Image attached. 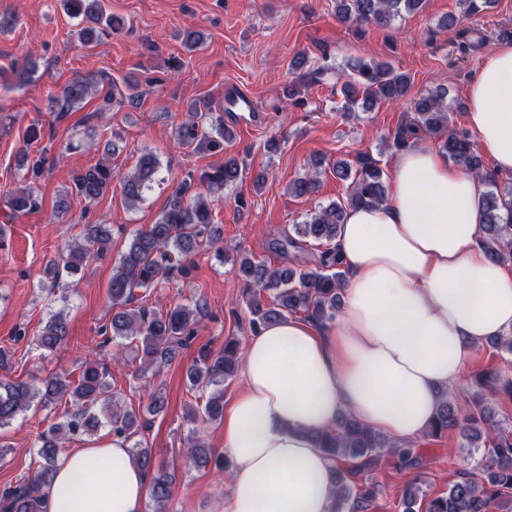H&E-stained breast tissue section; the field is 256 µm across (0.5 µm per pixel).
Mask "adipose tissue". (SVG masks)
<instances>
[{"instance_id":"ef3b65f1","label":"adipose tissue","mask_w":512,"mask_h":512,"mask_svg":"<svg viewBox=\"0 0 512 512\" xmlns=\"http://www.w3.org/2000/svg\"><path fill=\"white\" fill-rule=\"evenodd\" d=\"M467 126L498 172L512 173V44L468 93ZM483 183L443 153L399 154L385 201L349 210L337 243L347 265L335 321L301 316L248 340L224 410L229 512H331L332 464L311 441L342 412L399 442L422 437L438 389H457L472 351L512 332V270L479 245ZM101 489L88 503L86 475ZM148 478L121 439L63 455L45 512H145Z\"/></svg>"}]
</instances>
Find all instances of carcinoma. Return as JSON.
Instances as JSON below:
<instances>
[{
  "mask_svg": "<svg viewBox=\"0 0 512 512\" xmlns=\"http://www.w3.org/2000/svg\"><path fill=\"white\" fill-rule=\"evenodd\" d=\"M68 10L86 22L77 38L88 44L112 28L114 21L104 17L100 0H65ZM424 0H335L336 19L349 28L361 29L371 24L387 28L402 14H413L423 7ZM464 15L474 17L487 10L491 0H458ZM349 73L339 88L341 110L347 113L358 109L368 112L382 101H397L408 97L411 78L387 62L357 60L348 66ZM325 67L313 69L288 85L284 93L286 104L305 106L301 92L321 82ZM98 87L93 78L77 77L50 96L55 119L64 118L78 108ZM410 111L403 114L390 137L389 148L401 152L416 142L434 139L440 151L452 163L492 185L482 197L484 221L480 245L495 262L512 264V217L502 216L504 206L512 209V190L495 189L496 178L483 170L481 155L468 130L451 128L448 111L462 110L464 103L453 100L448 105V87L440 83L410 99ZM198 107L189 110V119L176 130L182 145L197 151L224 155V161L199 177V183L210 193L236 184L242 165L237 156L224 153V144L232 141L230 129L222 124L210 129L201 121ZM113 143L105 144L103 158L77 171L73 176L71 193L88 200H97L112 183L116 173L110 156L115 154ZM46 164L45 149L31 154L24 149L18 157V168L24 171L25 185L8 198L9 216L32 213L41 202L34 184L41 177ZM324 160L312 162L311 173L288 186L295 197H310L318 192L319 176ZM160 162L148 151L138 158L133 170L120 178L122 192L132 204L143 199V194L155 181ZM336 178L346 183L345 201L331 202L312 212L300 224L293 225L294 235L277 242L281 251L298 245L297 238L312 240L324 249L319 251L312 268L271 267L263 259L247 253L239 256L232 271L249 297L250 325L253 331L281 321L290 315L301 314L321 322L331 321L342 302V285L347 277L346 262L336 246L340 228L351 208L373 207L384 201L387 175L380 159L369 152H358L351 160H339L333 166ZM197 191L193 175L182 179L162 210L158 220L148 229L137 232L128 248L120 255L113 268L109 293L112 298V335L133 344L140 356V373L158 371L172 363L180 350L188 346L199 330L200 305L180 304L164 313L144 307H131L135 290L148 289L160 280L188 274L187 261L203 247L215 250L219 261H224L221 247L222 233L213 224L212 203ZM112 251V233L104 224L88 226L85 242H73L64 247L58 259L51 261L45 274L58 280L62 273L75 274L88 258L104 257ZM274 292V300L264 302L261 295ZM68 336V324L63 313L50 317L35 345L41 350L53 351ZM243 356L240 341L234 336L225 338L217 351L203 347L190 370L192 385L207 393L203 407L190 410L192 422H217L224 417V380L234 377L240 369ZM108 372L93 361H85L79 378L71 380L65 374L53 373L37 388L25 381L0 382V425L4 426L21 412L30 408L34 400L47 407L66 400L72 412L62 422L52 423L37 437L38 455L43 463L33 476L0 492V512H43V489L54 478L58 455L63 440L70 435L94 436L107 417L114 436L124 440L147 429L148 421L134 410H122L112 403ZM504 394L512 398V380L487 374L477 381L476 389L459 400L454 392L439 391V400L429 434L441 436L460 433L463 447L482 453L460 479L448 487V492L432 499L423 491L420 479L409 482L402 495L403 512H512V430L503 428L495 418L491 396ZM316 446L334 464V501L332 512H367L377 494V485L361 484L353 478L372 471L381 460L392 455L405 468L418 469L422 459L412 448L402 446L363 425L355 416L343 414L336 425L312 435ZM133 461L149 475L148 491L156 512H164L172 497L175 471L156 464L153 451L139 441L131 448ZM186 461L197 469L215 466L226 471L228 458L194 441L187 448Z\"/></svg>",
  "mask_w": 512,
  "mask_h": 512,
  "instance_id": "cac0c4a2",
  "label": "carcinoma"
}]
</instances>
